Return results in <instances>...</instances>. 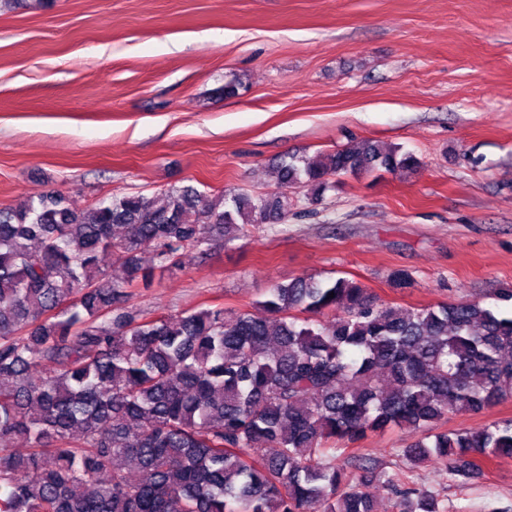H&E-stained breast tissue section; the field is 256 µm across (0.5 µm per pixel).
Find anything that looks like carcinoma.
Wrapping results in <instances>:
<instances>
[{
  "mask_svg": "<svg viewBox=\"0 0 512 512\" xmlns=\"http://www.w3.org/2000/svg\"><path fill=\"white\" fill-rule=\"evenodd\" d=\"M418 164L353 139L318 160L287 156L266 194L213 200L188 185L159 203L133 194L77 210L53 192L0 207V440L27 447L0 448V512H374L358 470L397 512H447L439 493L345 444L409 426L421 437L402 449L408 472L445 461L465 479L481 473L476 452L512 458V419L438 430L512 396V289L494 305L415 308L302 276L268 288L259 315L119 307L213 235L284 222L297 184L318 198L339 176ZM104 254L125 277H107Z\"/></svg>",
  "mask_w": 512,
  "mask_h": 512,
  "instance_id": "carcinoma-1",
  "label": "carcinoma"
}]
</instances>
